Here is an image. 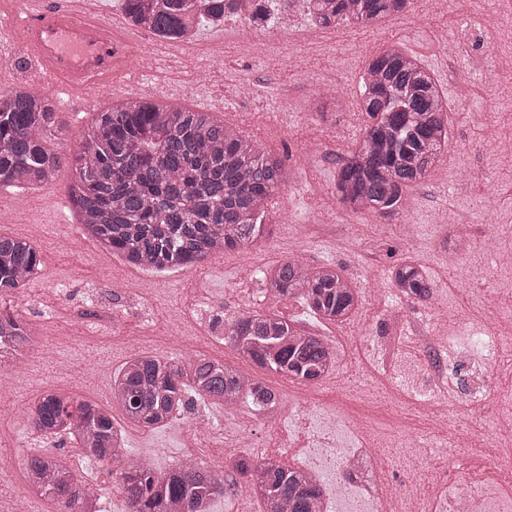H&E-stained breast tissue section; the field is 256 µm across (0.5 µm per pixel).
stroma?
<instances>
[{
	"label": "stroma",
	"instance_id": "1",
	"mask_svg": "<svg viewBox=\"0 0 512 512\" xmlns=\"http://www.w3.org/2000/svg\"><path fill=\"white\" fill-rule=\"evenodd\" d=\"M473 35V28L459 17L456 0H443L431 10L424 0H412L407 13L369 26L317 28L299 10L288 29L254 31L245 50L225 37L223 28L201 27L195 48L224 53L226 60L210 82L193 88L186 85L191 57L157 68L140 69L126 62L117 84L133 81L159 89L170 105L207 110L245 133L267 115L287 114V125L269 128L261 144L284 158L292 178L272 195L264 218L270 238L164 278L139 275L69 220L65 201L74 179L70 165H63L49 191L25 195L21 211L13 209L14 189H0V235L30 241L42 262L28 302L13 300L9 307L48 338L46 344H33L22 356L6 358L0 365L11 378L10 388L0 391V447L21 451L0 465V485L21 481L24 454L51 453L65 459L84 484L101 492L105 512H125L123 497L112 487L111 465L85 458L76 443L59 442L26 426L24 409L55 389L108 410L125 431L128 453L149 458L155 469L164 471L192 458L223 471L225 492L212 512H262L255 498L239 491L240 476L226 468L233 454L271 457L291 468L317 472L323 485L335 483V470L311 456L313 437L319 420L330 413L341 415L343 435L354 432L360 425L359 399H367V408L387 430L401 426L434 438L435 425L420 406L393 398L388 382L369 373L368 344L381 332L388 269L404 257L423 264L437 285L447 286L449 306L489 321L512 319V297L498 290L499 270L469 269L471 256L481 251L492 225H512V157L503 153L512 146V15L495 31L484 33L481 48H473ZM390 44L417 55L443 92L448 153L423 182L408 189L403 210L367 224L344 210L333 195L336 160L355 149L365 125L360 77L369 60ZM110 103L102 96L61 110L63 130L54 147L71 154L96 113ZM489 126L498 131L501 150L482 149ZM312 131L333 132L337 139L312 148L305 160L299 151ZM454 212L466 214L469 221L452 232L448 216ZM403 224L424 225L423 238L401 233ZM461 241L466 247L459 262L449 264L444 252ZM292 255L315 269L329 263L342 267L359 291L358 309L341 324L317 322L297 298L274 309L303 329L337 342L343 363L335 376L311 393L288 378L255 369V376L288 395L274 420L253 415L244 404L229 411L201 404L158 429L128 424L122 408L112 401V374L141 350L175 358L189 350L246 367V360L228 346L215 343L219 330L213 317L219 312L229 320L243 312L267 311L260 299L259 271ZM48 280L66 283V291H46ZM489 372L482 431L470 436L464 447L422 460L382 456L378 467L386 489L406 494L422 510L431 497L432 471L444 470L455 478L457 459L499 463L493 433L500 399L512 397V361L490 364Z\"/></svg>",
	"mask_w": 512,
	"mask_h": 512
}]
</instances>
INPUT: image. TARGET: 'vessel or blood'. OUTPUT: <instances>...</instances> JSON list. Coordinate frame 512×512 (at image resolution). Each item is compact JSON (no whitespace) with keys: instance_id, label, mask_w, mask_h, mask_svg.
Segmentation results:
<instances>
[{"instance_id":"1","label":"vessel or blood","mask_w":512,"mask_h":512,"mask_svg":"<svg viewBox=\"0 0 512 512\" xmlns=\"http://www.w3.org/2000/svg\"><path fill=\"white\" fill-rule=\"evenodd\" d=\"M94 0H22L14 17L20 43L37 62L39 81L72 103L97 96L112 82L124 48L111 37V23L95 16Z\"/></svg>"}]
</instances>
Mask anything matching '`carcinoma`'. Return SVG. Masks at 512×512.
I'll return each mask as SVG.
<instances>
[{
	"label": "carcinoma",
	"instance_id": "cac0c4a2",
	"mask_svg": "<svg viewBox=\"0 0 512 512\" xmlns=\"http://www.w3.org/2000/svg\"><path fill=\"white\" fill-rule=\"evenodd\" d=\"M296 0H122L133 29L166 40L190 41L196 28L218 26L224 14L246 12V24L281 22L282 2ZM317 21L366 26L407 10L410 0H308ZM360 94L366 124L362 139L340 158L334 186L341 206L362 215H390L407 190L422 182L448 152L445 102L420 61L389 46L369 61ZM61 130L51 98L26 88L0 94V184L31 190L52 184L62 155L50 147ZM70 200L79 224L129 263L162 269L195 265L213 253L243 250L266 232L263 218L275 190L290 181L284 161L209 112L171 106L161 98L123 100L97 113L72 155ZM40 255L22 238L0 236V299L25 295L39 273ZM273 302L299 297L314 315L346 321L359 295L341 267L310 270L285 260L262 271ZM391 285L426 300L435 288L423 265L401 260ZM36 329L9 308L0 309V340L10 354L32 345ZM224 341L254 365L291 380L317 382L336 370V349L322 336L296 328L275 313L246 312L224 325ZM112 400L134 424L156 429L198 401L233 408L276 400L275 390L245 371L205 358L174 361L152 353L126 361L112 384ZM29 428L77 442L85 456L117 465L113 487L127 512H212L224 496V474L194 462L156 471L127 456L123 432L98 404L49 391L27 410ZM234 468L264 512H326L318 478L268 458L241 455ZM25 483L40 490L56 512H94L95 500L61 459L32 453Z\"/></svg>",
	"mask_w": 512,
	"mask_h": 512
}]
</instances>
